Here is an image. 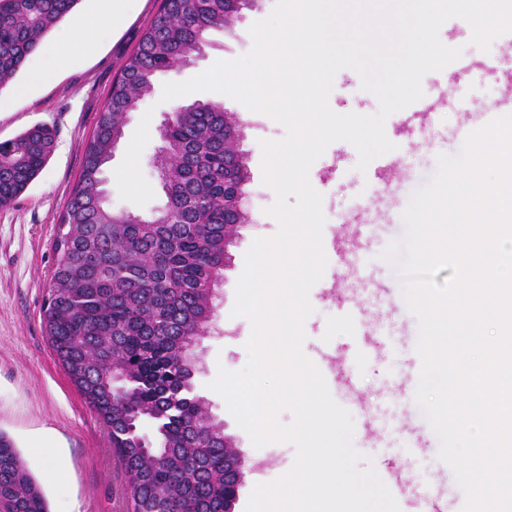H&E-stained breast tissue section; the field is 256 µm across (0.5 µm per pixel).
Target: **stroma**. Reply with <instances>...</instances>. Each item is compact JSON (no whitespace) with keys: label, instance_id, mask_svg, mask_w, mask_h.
Segmentation results:
<instances>
[{"label":"stroma","instance_id":"obj_1","mask_svg":"<svg viewBox=\"0 0 512 512\" xmlns=\"http://www.w3.org/2000/svg\"><path fill=\"white\" fill-rule=\"evenodd\" d=\"M160 5L161 0H133L124 23L116 28L98 12L97 0H79L61 27L85 22L95 32L92 42L73 43L69 62L59 67L54 59L57 36L48 34L25 68L0 90L5 97L25 93L17 111L0 114V141L37 124L57 131L54 153L42 172L17 199L0 206V431L14 440L50 512L131 510L109 431L58 362L43 310L55 267L57 225L79 179L86 146L113 79ZM273 6L274 0H254L231 32L213 34L201 55L163 75L160 85L130 114L106 172L114 211L148 215L163 204L152 158L160 144L158 129L176 105L175 100H163L164 84L188 81L216 62L248 53L251 26L266 18ZM439 38L461 48L460 61L469 70L454 81L444 70L423 77L425 101L393 113L385 122L393 151L361 172L356 148L336 141L310 168V183L323 196V234L337 238L340 276L323 275L311 289L314 311L304 324L302 349L317 364L334 359L347 375L330 394L354 420L352 445L361 455L359 469L380 472L397 466L409 487L435 496L447 512H459L464 492L439 459V439L415 401L421 368L418 321L403 299L397 268L382 253L404 235L403 212L412 194L433 176L438 155L461 151L457 131L467 113L494 109L512 114V71L498 64L503 46L512 38L501 35L488 50H481L471 42L469 24L458 17L443 23ZM34 67L50 72L37 86L29 83ZM183 100L217 101L237 114L250 174V220L239 228L231 249L217 300L218 319L201 341L194 382L195 394L204 398L210 415L223 421L243 457L237 512H246L254 486L286 473L295 448L288 443L254 447L211 384L219 369L235 372L248 360L245 344L251 323L233 313L237 284L253 241L278 231L277 221L267 213L276 196L262 181L260 143L282 139L286 130L220 92L194 91ZM329 105L339 114L372 115L379 109L375 95L363 90L359 75L347 68L334 78Z\"/></svg>","mask_w":512,"mask_h":512}]
</instances>
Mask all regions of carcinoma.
Masks as SVG:
<instances>
[{"label": "carcinoma", "instance_id": "obj_1", "mask_svg": "<svg viewBox=\"0 0 512 512\" xmlns=\"http://www.w3.org/2000/svg\"><path fill=\"white\" fill-rule=\"evenodd\" d=\"M79 0H0V90ZM236 17L227 0H162L113 82L58 224L44 323L57 359L106 425L132 512H225L224 425L193 393L197 348L224 280V107L178 105L153 157L163 207L114 212L105 171L130 113L156 79L200 54ZM56 132L0 141V205L43 170ZM0 512H48L13 441L0 433Z\"/></svg>", "mask_w": 512, "mask_h": 512}]
</instances>
